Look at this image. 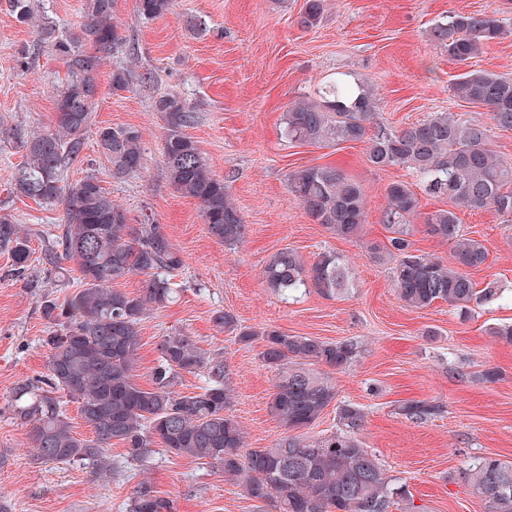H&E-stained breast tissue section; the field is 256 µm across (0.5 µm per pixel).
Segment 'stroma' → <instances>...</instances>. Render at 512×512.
<instances>
[{
    "label": "stroma",
    "mask_w": 512,
    "mask_h": 512,
    "mask_svg": "<svg viewBox=\"0 0 512 512\" xmlns=\"http://www.w3.org/2000/svg\"><path fill=\"white\" fill-rule=\"evenodd\" d=\"M304 2L174 0L170 13L148 19L139 15L138 0H114L112 17L124 41L98 71L93 120L139 130L144 167L113 176L90 132L63 178L70 184L96 174L130 223L160 224L184 258L175 278L182 288L178 301L149 312L139 325L135 379L148 384L162 336H192L224 360L234 394L229 413L249 447L265 448L284 433L269 408L274 373L261 358V343H238L214 324V313H227L240 325L327 342L356 339L362 343L357 361L331 376L338 401L365 412L364 447L408 487L424 512H490L473 494L470 472L482 456L512 461V345L491 334L492 327L512 322V224L491 210L459 213L465 232L488 250L473 279L482 287L497 282L502 298L466 313L444 302L409 308L395 291L388 264L373 261L365 245L384 241L385 189L404 181L420 200L416 248L448 257L449 245L431 237L423 221L447 207V200L414 183L408 169L371 165L365 143L299 145L281 130L291 105L317 97L320 87L342 74L375 88L377 120L386 127L399 129L433 112L490 124L486 109L452 97L461 67L427 31L451 12L494 13L512 28V0H327L319 24L309 30L299 24ZM119 66L129 73V87L115 92L111 74ZM65 72L64 60L16 20L8 0H0V215L22 226L33 252L20 277L8 276L11 259L0 252V512H126L144 481L174 500L177 512H271L219 467L162 451L140 465L112 446L115 470L105 479L77 464L32 459L31 426L10 407L13 389L45 374L41 340L50 325L42 304L75 291L79 280L73 263L53 267L42 261L61 231L62 205L18 194L15 177L30 135L55 125L54 87ZM167 94L195 108L198 122L189 134L248 224L244 243L230 247L209 235L197 201L171 185L162 152L165 115L155 108ZM323 164L362 184L368 199L363 240L331 234L289 193L288 171ZM286 246L309 261L336 252L353 268L350 293L327 297L313 291L297 299L273 293L262 269ZM488 367L499 369V381L480 379ZM410 400L434 401L443 410L417 423L398 411Z\"/></svg>",
    "instance_id": "stroma-1"
}]
</instances>
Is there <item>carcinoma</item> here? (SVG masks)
<instances>
[{"label": "carcinoma", "mask_w": 512, "mask_h": 512, "mask_svg": "<svg viewBox=\"0 0 512 512\" xmlns=\"http://www.w3.org/2000/svg\"><path fill=\"white\" fill-rule=\"evenodd\" d=\"M113 0H85V21L79 32L56 33L49 18L37 25L40 40L50 44L67 67L56 93L57 126L26 141L27 160L15 179L17 192L35 201L64 206L62 234L44 252V262H73L81 275L76 291L62 301L43 303L42 313L55 326L43 339L48 351L47 372L34 382L15 387L14 414L32 424L33 458L42 464L77 463L98 477L112 475L107 450L118 443L125 457L147 463L162 451L216 465L243 487L254 501L270 503L275 512H422L403 486L392 479L371 450L359 440L365 424L363 410L349 403L337 406L338 428L315 441L300 434L313 425L336 400V385L325 365L341 371L360 354L355 340L325 342L265 327H242L222 311L213 322L235 333L248 345L261 341V358L274 373L271 412L286 428L267 448L246 447L244 431L226 414L232 395L225 383L226 366L209 356L182 332H171L158 345L150 386L134 380L139 358V325L148 312L172 303L177 290L172 278L183 260L162 227L144 221L128 223L126 210L112 200L99 178L88 174L74 184L63 183L68 163L84 144L93 125L98 95L97 72L123 43L112 22ZM17 20L36 19L31 0H9ZM173 0H138L139 14L161 18ZM324 12V0H305L300 24L313 28ZM512 31L493 15L452 13L429 29V39L461 65L483 53L484 47ZM453 96L487 108L493 126L512 130V79L483 70L457 75ZM377 97L367 83L337 78L319 99L295 102L283 115L288 140L326 146L339 142L368 143V160L379 168L405 167L426 191L448 200L425 219L427 232L451 248L443 260L416 253L411 240L420 202L403 181L385 189L382 225L386 242L367 250L390 263L394 288L408 307L428 308L436 302L467 312L498 296L492 284L478 288L470 271L488 259L485 245L463 231L457 212L491 209L512 222V162L491 147L490 129L461 121L451 113L433 112L397 130L376 119ZM165 113L167 133L163 156L171 185L200 205L209 234L226 246L244 241L248 226L217 179L196 142L186 133L198 114L183 99L166 95L155 105ZM97 146L121 177L144 165L142 137L131 127H99ZM288 190L308 216L343 239H360L367 198L360 182L333 165L304 166L286 174ZM0 250L7 252L15 271L30 261L28 238L18 225L0 217ZM131 275L144 277L141 288L129 293L112 284ZM267 288L289 295L313 289L328 297L346 293L350 267L331 252L308 264L290 247L267 260ZM184 373L202 376L198 391L182 395L172 387ZM69 402L93 436H77L65 413ZM443 406L433 401H410L399 407L407 419L423 422ZM471 486L492 512H512V462L485 456L472 468ZM129 512H173V503L143 482L130 498Z\"/></svg>", "instance_id": "obj_1"}]
</instances>
